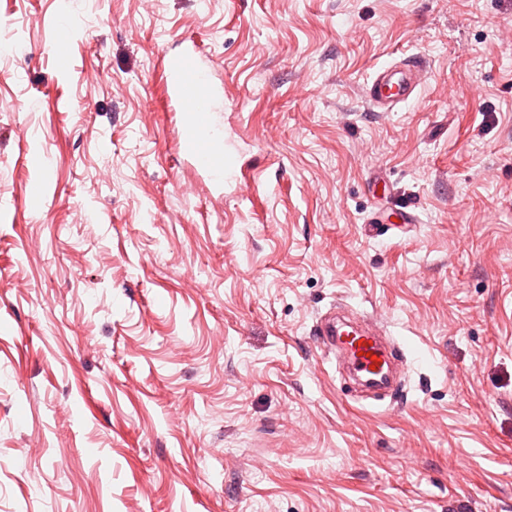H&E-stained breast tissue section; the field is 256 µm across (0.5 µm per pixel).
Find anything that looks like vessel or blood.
Listing matches in <instances>:
<instances>
[{
	"mask_svg": "<svg viewBox=\"0 0 512 512\" xmlns=\"http://www.w3.org/2000/svg\"><path fill=\"white\" fill-rule=\"evenodd\" d=\"M168 105L180 113V146L191 166L212 183L224 175V140L214 130L212 112L215 92L210 71L194 54L167 58ZM427 72L423 58L411 56L376 72L365 88L368 101L390 111L412 100L416 87ZM315 333L324 345L332 347L362 385L381 388L391 381V367L403 356L400 347L387 343L376 329L357 324L318 321Z\"/></svg>",
	"mask_w": 512,
	"mask_h": 512,
	"instance_id": "vessel-or-blood-1",
	"label": "vessel or blood"
}]
</instances>
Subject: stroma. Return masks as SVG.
<instances>
[{"instance_id": "obj_1", "label": "stroma", "mask_w": 512, "mask_h": 512, "mask_svg": "<svg viewBox=\"0 0 512 512\" xmlns=\"http://www.w3.org/2000/svg\"><path fill=\"white\" fill-rule=\"evenodd\" d=\"M194 42L220 186L165 105ZM3 101L0 512H512V0H0ZM426 72L423 58L408 57L400 64L378 70L365 88L366 97L374 107L391 111L413 99L414 91ZM315 334L321 336L324 345L336 350V355L344 359L362 385L368 388L389 385L391 366L403 356L402 349L387 343L376 329L344 322L338 324L336 317L320 319ZM367 353L370 357H366Z\"/></svg>"}]
</instances>
